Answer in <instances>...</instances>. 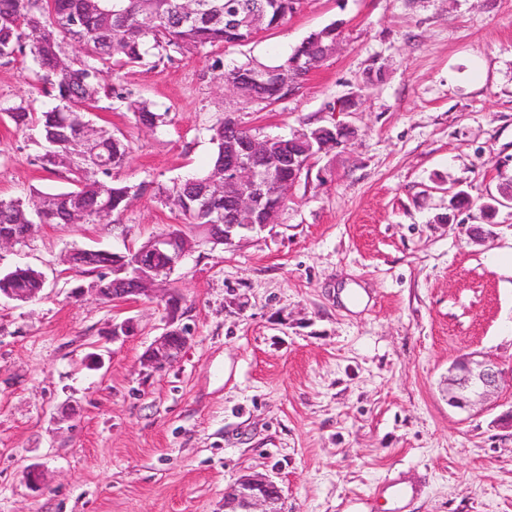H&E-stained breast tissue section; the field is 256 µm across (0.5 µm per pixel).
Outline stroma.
I'll list each match as a JSON object with an SVG mask.
<instances>
[{
    "instance_id": "1",
    "label": "stroma",
    "mask_w": 512,
    "mask_h": 512,
    "mask_svg": "<svg viewBox=\"0 0 512 512\" xmlns=\"http://www.w3.org/2000/svg\"><path fill=\"white\" fill-rule=\"evenodd\" d=\"M330 24L334 52L294 95L263 108L225 87L224 70L278 62ZM115 85L92 121L131 143L115 172L129 206L0 248L1 274L44 278L37 297L0 300V512H224L225 489L254 473L279 483L285 512H512V429L499 422L512 410V209L470 237L512 182V0H302L258 39L151 56ZM350 95L357 111H333ZM131 97L163 123L137 126ZM22 98L52 105L21 63L0 62V102ZM228 112L261 138L338 123L356 136L315 161L276 223L196 243L157 295L96 299L69 255L181 227L157 189L209 169L208 128ZM41 143L0 114V198L67 190L40 167ZM450 187L473 204L446 224ZM347 281L363 310L339 301ZM167 290L190 343L150 374L141 357ZM126 318L135 334L113 338ZM473 352L507 376L461 411L448 369ZM389 483L406 496L373 500Z\"/></svg>"
}]
</instances>
